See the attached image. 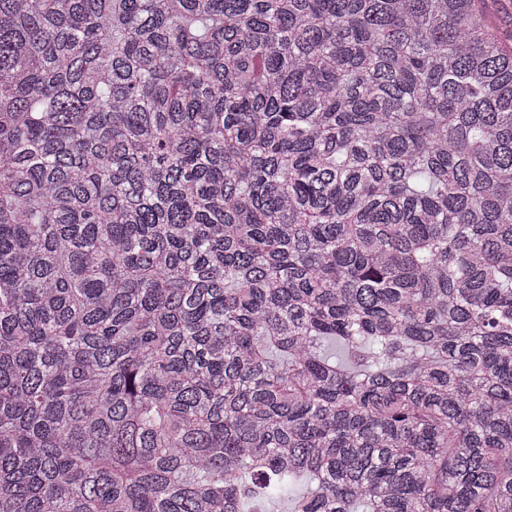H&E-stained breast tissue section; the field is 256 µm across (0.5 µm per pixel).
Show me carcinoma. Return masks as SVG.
<instances>
[{"mask_svg": "<svg viewBox=\"0 0 512 512\" xmlns=\"http://www.w3.org/2000/svg\"><path fill=\"white\" fill-rule=\"evenodd\" d=\"M512 512V36L484 0H0V512Z\"/></svg>", "mask_w": 512, "mask_h": 512, "instance_id": "cac0c4a2", "label": "carcinoma"}]
</instances>
